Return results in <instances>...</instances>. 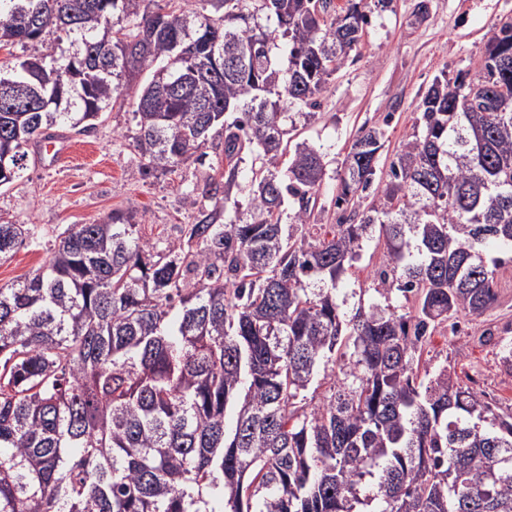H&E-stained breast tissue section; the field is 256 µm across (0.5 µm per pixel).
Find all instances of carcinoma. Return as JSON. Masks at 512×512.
<instances>
[{"label": "carcinoma", "mask_w": 512, "mask_h": 512, "mask_svg": "<svg viewBox=\"0 0 512 512\" xmlns=\"http://www.w3.org/2000/svg\"><path fill=\"white\" fill-rule=\"evenodd\" d=\"M154 2L0 0V48L69 42L0 83V187L29 144L93 128L151 67L139 173L201 163L224 131L223 179L178 242L150 248L114 212L0 285V512H512V414L422 360L438 325L495 304L487 244L512 253V20L481 81L434 79L384 182V132L362 131L334 204L372 203L312 242L282 219L290 202L307 224L323 156L284 136L354 50L363 0L330 19L327 0ZM375 229L407 313L386 287L351 315L336 297ZM24 236L0 224V259Z\"/></svg>", "instance_id": "cac0c4a2"}]
</instances>
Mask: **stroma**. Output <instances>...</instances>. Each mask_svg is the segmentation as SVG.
Listing matches in <instances>:
<instances>
[{"instance_id": "stroma-1", "label": "stroma", "mask_w": 512, "mask_h": 512, "mask_svg": "<svg viewBox=\"0 0 512 512\" xmlns=\"http://www.w3.org/2000/svg\"><path fill=\"white\" fill-rule=\"evenodd\" d=\"M369 23L352 59L333 77L314 117L296 118L294 139L308 140L324 157L325 177L311 203L303 234L332 233L342 212L334 189L352 142L367 128H383L384 146L377 180H386L395 154L415 131L418 106L433 79L465 70L481 74L487 40L501 22L512 19V0H364ZM143 87L135 81L124 105L105 112L90 131L68 125L55 128L71 151L54 158L31 143L19 178L0 190V224L29 230L23 244L0 260V285L45 265L58 235L71 224H86L118 211L133 216L141 241L161 249L176 242L192 223L198 192L224 170L223 137L214 133L204 163L187 160L148 176L139 174L132 146L137 132L134 103ZM382 239L369 240L362 258L337 285L348 311L379 298L376 271L383 258ZM497 301L484 315L458 313L439 325L427 341L424 357L432 369L454 367L463 382H475L512 411V366L486 333L512 339V263L496 274Z\"/></svg>"}]
</instances>
